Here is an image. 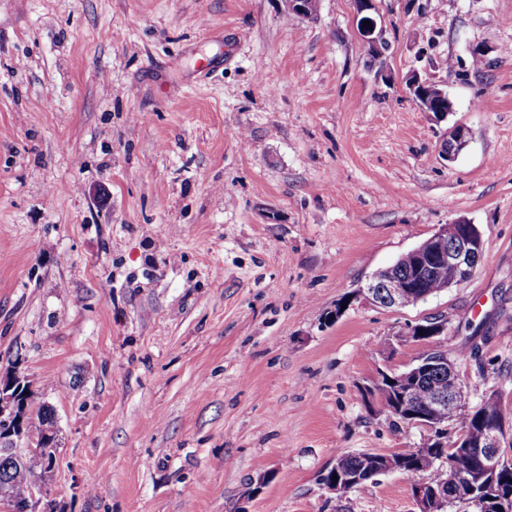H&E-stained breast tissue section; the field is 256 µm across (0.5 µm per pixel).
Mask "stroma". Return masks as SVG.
<instances>
[{"mask_svg": "<svg viewBox=\"0 0 512 512\" xmlns=\"http://www.w3.org/2000/svg\"><path fill=\"white\" fill-rule=\"evenodd\" d=\"M380 8L376 61L353 0H0V372L56 411L49 512H331L337 455L427 441L362 388L428 317L460 413L512 406V0ZM461 218L467 282L358 298ZM347 507L415 512L397 472ZM435 85L438 88V91H436V89L434 87L432 89L431 86H426L425 88H423L421 90V94H420L421 103L420 104L422 106H424L426 109H431L432 112L437 111V110L448 111V108L451 109V106H452L451 100L448 97V88L447 87L444 88L443 86H441L439 84H435ZM438 94L440 95V97L443 100L440 99ZM446 99L448 100V104H447V101H444Z\"/></svg>", "mask_w": 512, "mask_h": 512, "instance_id": "obj_1", "label": "stroma"}]
</instances>
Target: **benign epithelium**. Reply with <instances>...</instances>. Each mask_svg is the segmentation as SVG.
<instances>
[{
    "mask_svg": "<svg viewBox=\"0 0 512 512\" xmlns=\"http://www.w3.org/2000/svg\"><path fill=\"white\" fill-rule=\"evenodd\" d=\"M357 13L361 14L359 34L363 42L375 54L384 55L389 49L386 38L384 19L380 12L378 0H355ZM370 21L366 26L363 21ZM469 137V129L458 125L448 136L446 144L447 157L452 158L462 150ZM461 232L453 243H448L443 230H438L426 242L402 255L399 261L410 264L416 273L433 271L439 266L448 267V282L443 288L459 285L470 279L482 259L483 240L479 228L462 219L458 221ZM395 266L378 271L358 295L384 307H403L411 296L414 285L412 281L396 274ZM444 333V324L436 319H428L408 328L403 337L424 348L423 353L414 362L401 371L389 369L380 371L379 376L370 384L363 386L362 396L366 407L381 413L382 405L376 390L381 378L393 387L396 399V411L411 425L424 427L433 436L431 443L414 449L417 457L434 456L446 461V455L457 450H469L479 460L480 477L472 482L468 495L483 496L493 491L495 483L503 480L502 470L507 459L502 450V439L506 422L497 421L483 427L481 439L471 443L467 435L458 432L448 438L446 430L426 416H418L407 411L416 392V383L425 373L435 371L441 382L432 391L431 404L440 413L453 418L460 406L462 379L456 363L444 355L433 354V345ZM31 390L30 381L18 370L0 374V450L12 456L21 464L29 456H40L51 451L55 440V423L44 419L39 411L20 401L21 390ZM364 468L345 473L335 470L337 479L324 483L328 500L336 498L340 484L362 485L378 475L396 471L389 462L387 453L365 452ZM411 495L416 512H445V509L460 495V480L451 469H446L444 478L436 487L425 480H416L411 484ZM44 498L42 478L34 480L20 495L11 496L9 512H42L40 505Z\"/></svg>",
    "mask_w": 512,
    "mask_h": 512,
    "instance_id": "7a95c632",
    "label": "benign epithelium"
}]
</instances>
